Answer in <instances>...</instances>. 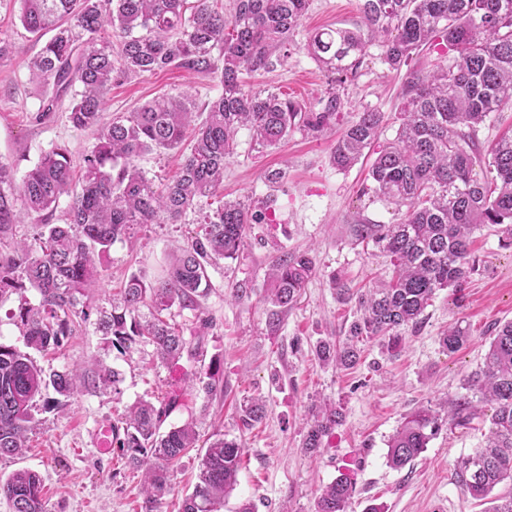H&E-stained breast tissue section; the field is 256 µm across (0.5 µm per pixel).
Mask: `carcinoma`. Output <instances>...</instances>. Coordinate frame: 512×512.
<instances>
[{
    "label": "carcinoma",
    "instance_id": "carcinoma-1",
    "mask_svg": "<svg viewBox=\"0 0 512 512\" xmlns=\"http://www.w3.org/2000/svg\"><path fill=\"white\" fill-rule=\"evenodd\" d=\"M309 2L235 0L234 14L226 19L211 0H20L26 31L38 40L52 33L30 62L31 81L70 95L69 121L96 132L77 185L62 146L46 151L19 180L9 164L0 162V235L17 224L41 226L37 237L16 240L9 253L0 252V297L19 295L14 318L26 348L55 350L78 323L95 314L97 331L112 337V347L121 353L148 345L167 366L193 357L197 346L172 323V308L199 311L211 290L208 268L237 259L247 226L264 217L262 202L220 198L224 162L236 150L239 130L247 128L254 146L266 149L295 130L321 135L335 125L343 107L334 91L308 108L275 92L254 91L243 80L288 59L290 35ZM359 12L355 28L316 30L306 39L308 55L339 82L357 73L375 43L395 70L433 41L456 55L429 74H407L397 135L369 169L373 193L405 212L397 224L355 225L356 239L371 240L386 252L393 271L359 297L362 316L342 344H317L322 363L344 368L357 363L360 338L384 336L395 350L402 330L417 325L437 291L464 288L473 269L474 229L493 226L512 245V134L490 149L492 189V181L477 177L481 160L465 148L462 133V127L473 131L491 113L512 107V0H359ZM114 36L119 38L116 52ZM173 67L212 68L219 75L222 92L208 103L202 121L195 120L190 96L182 93L159 96L102 122L112 82ZM382 123L377 109L359 113L336 142L334 165L345 169L358 162L380 136ZM188 138L192 146L179 174L156 185L139 158L177 148ZM64 197L65 223L46 222L45 212ZM189 211L196 214L195 229L164 276L148 285L132 275L110 308L99 307L92 288L112 245L131 240L138 227L175 224ZM313 272L304 252H284L273 261L267 296L274 307L271 325L279 322V309L296 302ZM30 288L39 294L36 304L26 297ZM469 339V329L455 325L440 345L454 353ZM222 375L213 361L205 371L191 373L187 383L209 397L223 388ZM82 378L76 368L46 375L28 353L0 342V458L27 448L36 396L51 386L69 397ZM463 389L467 394L444 415L422 408L408 416L388 441L387 464L399 470L428 448L443 426L469 424L478 412L473 404L478 394L481 402L494 405L488 435L483 446L457 460L455 480L473 498L491 499L486 512H512V491L490 498L497 485L512 484V321L495 329L484 366L470 373ZM181 397L172 392L158 406L138 401L126 409L122 425H112V442L127 464L143 470V512H159L170 491V471L198 441L191 422L161 431ZM265 412L260 399L242 406L248 424L260 422ZM340 420L330 403L315 411L304 450L318 452ZM243 453L237 440L222 434L209 440L180 512H220L238 484ZM43 488L41 475L29 469L0 480V495L12 503L13 512H47ZM354 493V482L342 474L320 491L315 512H348Z\"/></svg>",
    "mask_w": 512,
    "mask_h": 512
}]
</instances>
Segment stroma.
I'll list each match as a JSON object with an SVG mask.
<instances>
[{
    "instance_id": "obj_1",
    "label": "stroma",
    "mask_w": 512,
    "mask_h": 512,
    "mask_svg": "<svg viewBox=\"0 0 512 512\" xmlns=\"http://www.w3.org/2000/svg\"><path fill=\"white\" fill-rule=\"evenodd\" d=\"M359 21L358 0H311L292 37L287 62L253 78L254 88L273 90L308 107L335 87L343 109L335 128L322 136L294 131L263 151L254 148L248 130H240L236 152L224 163V196L266 199L270 207L262 223L249 225L238 258L210 268L212 289L201 315L186 310L174 317L189 340L200 319L212 323L197 359L184 362V371L217 359L224 378L221 393L186 397L167 417L166 426L194 420L201 438L221 433L241 442L245 451L238 485L222 512H234L244 500L253 502L256 512L284 507L314 512L319 490L346 467L355 482L348 512H367L373 506L386 512H486L488 507L456 483L454 468L459 457L480 447L490 407H482L468 426L442 430L410 467L390 468L386 452L391 435L408 415L462 395L463 380L482 366L495 326L512 320V246L503 245L500 233L490 226L475 231L476 270L464 291H438L420 323L406 329L400 351H388L383 338H364L360 361L350 369L323 365L315 353L319 341L344 338L361 316L358 292L392 270L389 257L356 241L354 225L394 224L402 217L372 193L366 178L371 157L341 171L331 156L339 134L367 108L385 115L381 141L395 137L405 71L391 69L375 44L356 75L335 86L304 48L314 30L353 27ZM0 36L14 47L11 57L0 62V162L21 176L44 151L63 145L73 169H81L93 142L91 131L74 128L61 110L50 121L35 119L46 90L30 83L28 62L41 44L22 27L17 0H0ZM186 90L200 113L222 88L214 74L182 68L132 76L109 89L104 116L132 112L157 96ZM269 169L283 170V182L269 186L264 179ZM193 220L189 214L179 224H151L132 242L115 244L95 297L118 292L133 275L148 284L159 280L172 251L193 229ZM303 250L309 251L315 272L297 304L281 312L279 326L270 328L268 270L281 252ZM334 278L346 284L348 295L331 288ZM458 322L469 327L471 340L457 352H446L439 339ZM33 359L48 373L78 365L95 377L116 369L122 395L116 400L111 391L87 387L61 399L44 390L34 401L35 427L26 450L22 456L0 459V478L22 468L37 471L44 480L48 512H142L141 471L130 468L120 452L108 458L98 455L92 433L103 422L118 421L135 401L154 402L176 389L171 368L149 346L120 354L90 324L65 337L60 350L37 352ZM250 398L265 400L267 415L248 426L240 406ZM327 399L335 401L341 421L316 455H305L301 446L306 421ZM201 455V449H193L174 468L160 512H178L196 481Z\"/></svg>"
}]
</instances>
